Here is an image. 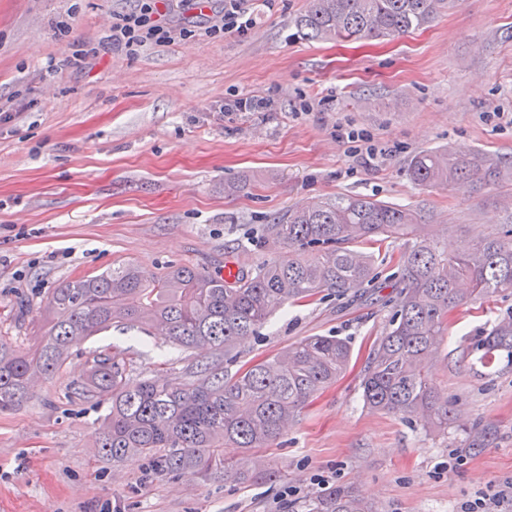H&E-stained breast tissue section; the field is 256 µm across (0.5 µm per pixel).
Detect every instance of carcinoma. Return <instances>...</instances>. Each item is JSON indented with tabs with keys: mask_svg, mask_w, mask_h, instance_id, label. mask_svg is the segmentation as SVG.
Returning a JSON list of instances; mask_svg holds the SVG:
<instances>
[{
	"mask_svg": "<svg viewBox=\"0 0 512 512\" xmlns=\"http://www.w3.org/2000/svg\"><path fill=\"white\" fill-rule=\"evenodd\" d=\"M457 0H311L295 20L307 40L368 39L404 35L430 24ZM419 185L500 180L505 161L479 152L444 148L420 152L409 163ZM265 237L283 249L277 259L232 283L189 265L155 275L137 266L112 268L52 289L42 338L22 349L0 336V413L23 403L32 378L58 373L70 350L114 323L163 327L164 338L185 351L206 345L215 363L189 370L181 383L134 380L130 360L92 351L75 388L83 400L106 397L111 409L99 436L103 453L119 461L135 455L161 476L193 471L226 483L269 481L271 467L254 457L279 440L288 424L346 370L352 350L338 336H304L246 368L235 343L260 335L270 317L289 303L381 287L374 248L404 239L398 271L383 279L397 290L391 328L368 355L361 380L364 404L406 422L447 432L455 420L448 398L427 365L448 335V314L468 302L512 288V225L448 255L439 237L409 209L365 195L319 200L265 225ZM476 362H512V315L479 336ZM226 448L238 453L227 455ZM308 512H374L350 488L325 489Z\"/></svg>",
	"mask_w": 512,
	"mask_h": 512,
	"instance_id": "1",
	"label": "carcinoma"
}]
</instances>
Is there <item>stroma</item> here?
Masks as SVG:
<instances>
[{
    "mask_svg": "<svg viewBox=\"0 0 512 512\" xmlns=\"http://www.w3.org/2000/svg\"><path fill=\"white\" fill-rule=\"evenodd\" d=\"M132 0H0V335L29 348L52 288L135 265L160 274L190 264L251 274L277 258L262 227L309 201L363 194L416 210L449 252L512 224V175L495 185L420 186L412 156L450 146L512 160V0H458L396 38L308 41L294 20L309 0H247L245 34L182 39L191 7L168 0L173 41L138 55L103 49ZM69 20L59 37L56 25ZM95 49L84 67L74 45ZM256 97L251 112L229 105ZM383 149L362 167L337 130ZM247 187L224 193L225 181ZM393 288L363 298L320 294L278 311L240 362L304 336L352 348L343 375L262 451L272 481L233 485L154 474L96 446L109 400L73 398L90 351L124 353L133 379L181 381L214 361L160 336L113 324L73 349L16 410L0 413V512H283L348 486L375 512H461L512 483V365L480 372L477 336L512 312V288L454 309L429 373L463 422L447 433L367 408L360 381L389 329Z\"/></svg>",
    "mask_w": 512,
    "mask_h": 512,
    "instance_id": "obj_1",
    "label": "stroma"
}]
</instances>
